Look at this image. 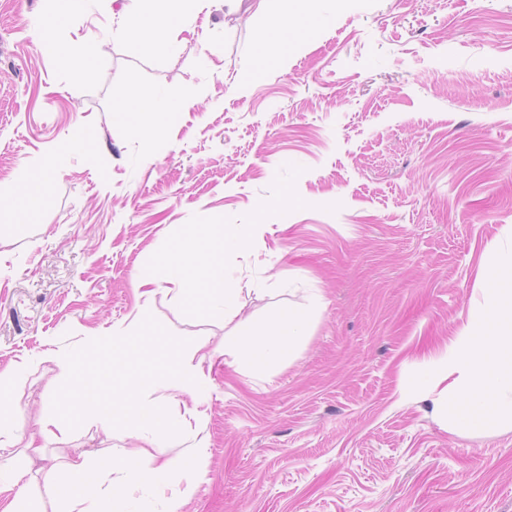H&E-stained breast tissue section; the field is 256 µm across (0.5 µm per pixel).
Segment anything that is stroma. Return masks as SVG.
I'll list each match as a JSON object with an SVG mask.
<instances>
[{"instance_id":"stroma-1","label":"stroma","mask_w":512,"mask_h":512,"mask_svg":"<svg viewBox=\"0 0 512 512\" xmlns=\"http://www.w3.org/2000/svg\"><path fill=\"white\" fill-rule=\"evenodd\" d=\"M120 9L0 0V372L42 364L0 422L62 418L61 447L122 454L131 433L58 403L42 355L94 364V391L114 383L99 331L142 346L122 364L138 379L151 343L207 336L222 362L165 450L204 474L178 512H512V421L454 424L440 380L481 270L512 249V0H214L152 41L113 40ZM308 16L295 39L286 22ZM280 27L287 54L250 76L256 32ZM47 29L94 56L44 54ZM158 90L181 111L113 109ZM214 224L254 227L224 252L227 321L176 297L207 276L177 243L213 249ZM301 311L289 356L238 354L236 337Z\"/></svg>"}]
</instances>
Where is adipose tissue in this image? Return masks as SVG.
<instances>
[{"mask_svg": "<svg viewBox=\"0 0 512 512\" xmlns=\"http://www.w3.org/2000/svg\"><path fill=\"white\" fill-rule=\"evenodd\" d=\"M141 0H127L122 8L126 32L151 37L159 26L178 22L186 6L195 10L209 7L212 0H154L157 15L144 18ZM488 286L475 317L465 322L448 349V404L455 419L472 430H481L491 421L512 419V252L499 255L495 264L484 270ZM185 297H204L219 301L225 318L237 314V288L225 279L223 269L212 278L194 282L184 289ZM302 331L299 317L274 318L264 332L241 336L236 349L241 354L285 352L296 343ZM207 339L194 341L191 349L162 341L151 351L159 363V373L149 382L128 385L124 394L102 393L91 412L104 426H133L137 448L120 456L106 455L97 469H90L82 458H70L45 472V482L54 502L62 512H127L131 490L139 485L157 489L172 487L170 505L188 497L202 477L201 471L183 467L165 458L166 439L180 435L179 419L155 412L146 398L158 394L160 399L175 400L199 407L205 401L210 380L205 372L212 365L213 353L207 352Z\"/></svg>", "mask_w": 512, "mask_h": 512, "instance_id": "1", "label": "adipose tissue"}]
</instances>
